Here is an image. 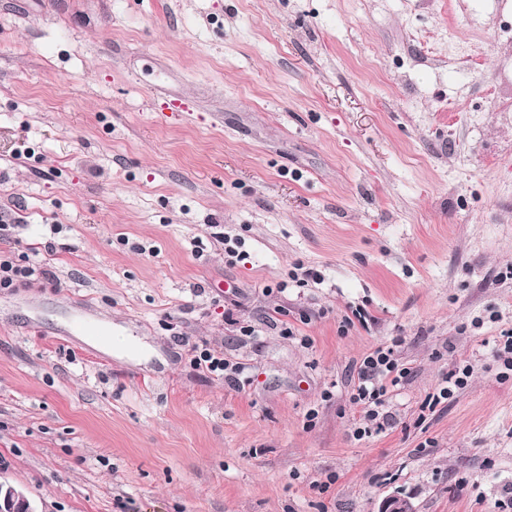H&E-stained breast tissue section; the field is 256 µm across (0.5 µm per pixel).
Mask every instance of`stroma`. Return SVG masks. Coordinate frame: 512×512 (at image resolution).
I'll return each mask as SVG.
<instances>
[{
	"label": "stroma",
	"instance_id": "stroma-1",
	"mask_svg": "<svg viewBox=\"0 0 512 512\" xmlns=\"http://www.w3.org/2000/svg\"><path fill=\"white\" fill-rule=\"evenodd\" d=\"M1 219L43 270L0 288V482L36 512H512V0H0ZM71 334L73 336H84L99 351V348L105 344L107 337L112 336V327L91 320L78 319L72 324ZM409 374L408 368L399 367L390 347L378 346L364 356L356 367L357 383L351 396L366 424L357 430L358 439L379 433L390 424L386 398L388 385H400ZM194 364L197 370L207 371L209 373H214L216 371H222L224 374L226 371L230 373L227 376L234 377L237 382H240V376H243L245 369L238 364L230 365L229 362L224 359H219L214 357L207 350H203L200 352L199 356L194 358ZM470 370H471L470 366L466 365L463 367V369L461 371L462 376L459 375L460 370L458 371V373L456 371H450V372L446 373L442 377V383H441L442 387L439 389V395H437L436 399L433 396L434 400H435L434 406L441 402L439 400L440 398L448 399L450 396H452L453 389L462 388L465 385L464 378L469 376Z\"/></svg>",
	"mask_w": 512,
	"mask_h": 512
}]
</instances>
